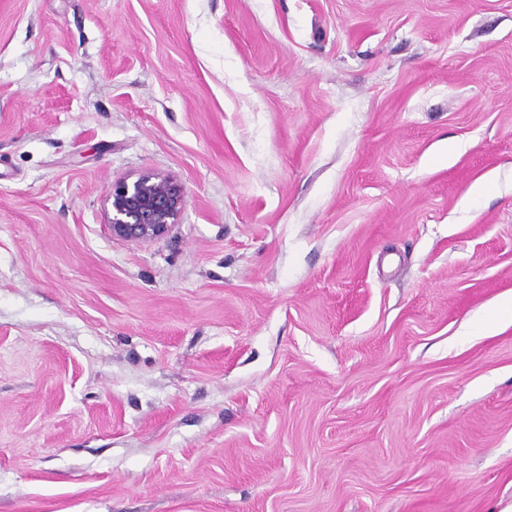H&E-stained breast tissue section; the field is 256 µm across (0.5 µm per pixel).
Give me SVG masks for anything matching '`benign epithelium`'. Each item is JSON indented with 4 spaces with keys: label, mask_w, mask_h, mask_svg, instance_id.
I'll use <instances>...</instances> for the list:
<instances>
[{
    "label": "benign epithelium",
    "mask_w": 512,
    "mask_h": 512,
    "mask_svg": "<svg viewBox=\"0 0 512 512\" xmlns=\"http://www.w3.org/2000/svg\"><path fill=\"white\" fill-rule=\"evenodd\" d=\"M106 221L112 236L141 242L165 236L186 205L183 186L167 175L146 173L112 183Z\"/></svg>",
    "instance_id": "obj_1"
}]
</instances>
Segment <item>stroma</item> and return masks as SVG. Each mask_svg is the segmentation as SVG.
<instances>
[{
    "instance_id": "stroma-1",
    "label": "stroma",
    "mask_w": 512,
    "mask_h": 512,
    "mask_svg": "<svg viewBox=\"0 0 512 512\" xmlns=\"http://www.w3.org/2000/svg\"><path fill=\"white\" fill-rule=\"evenodd\" d=\"M507 296L512 0H0V512H503ZM106 221L112 237L141 242L165 236L186 205L183 186L173 177L154 173L112 183Z\"/></svg>"
}]
</instances>
